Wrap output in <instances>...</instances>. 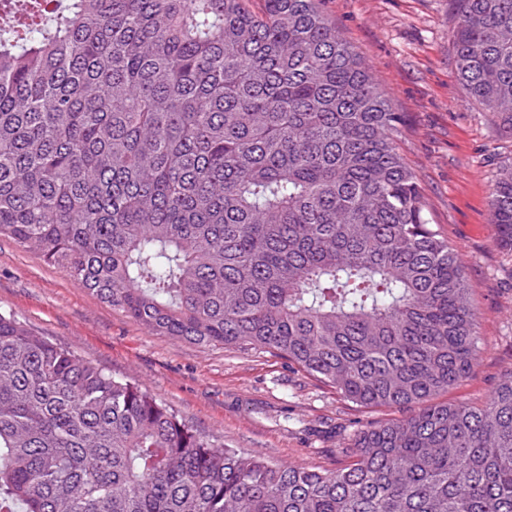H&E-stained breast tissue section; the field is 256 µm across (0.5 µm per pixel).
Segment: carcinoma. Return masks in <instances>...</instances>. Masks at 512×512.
I'll return each mask as SVG.
<instances>
[{
    "mask_svg": "<svg viewBox=\"0 0 512 512\" xmlns=\"http://www.w3.org/2000/svg\"><path fill=\"white\" fill-rule=\"evenodd\" d=\"M50 0L0 24V238L160 336L261 349L363 407L336 471L227 448L0 313V512H512V370L391 110L320 0ZM456 76L512 137V0H455ZM512 252V162L490 199Z\"/></svg>",
    "mask_w": 512,
    "mask_h": 512,
    "instance_id": "obj_1",
    "label": "carcinoma"
}]
</instances>
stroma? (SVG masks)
I'll return each instance as SVG.
<instances>
[{
    "label": "stroma",
    "mask_w": 512,
    "mask_h": 512,
    "mask_svg": "<svg viewBox=\"0 0 512 512\" xmlns=\"http://www.w3.org/2000/svg\"><path fill=\"white\" fill-rule=\"evenodd\" d=\"M320 8L401 114L396 146L420 178L430 223L457 252L474 291L478 364L444 399H483L512 370V254L498 245L489 215L512 138L456 79L454 0H321ZM0 312L112 377L145 387L225 446L285 464L341 468L357 431L404 416L396 408L357 407L261 350L153 335L8 238L0 239Z\"/></svg>",
    "instance_id": "35a3bbf8"
}]
</instances>
